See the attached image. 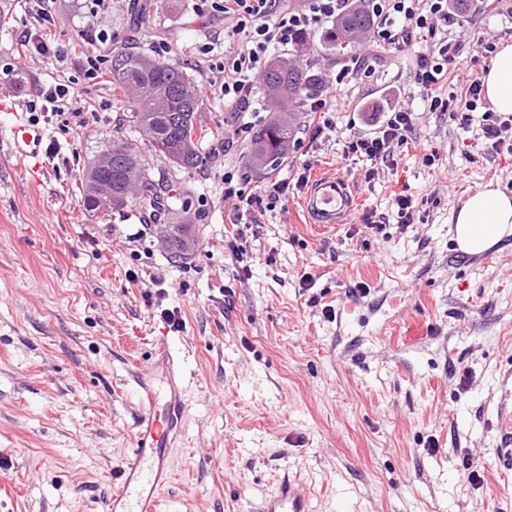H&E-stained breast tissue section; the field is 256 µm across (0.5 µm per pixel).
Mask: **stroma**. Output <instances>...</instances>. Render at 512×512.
<instances>
[{"instance_id":"35a3bbf8","label":"stroma","mask_w":512,"mask_h":512,"mask_svg":"<svg viewBox=\"0 0 512 512\" xmlns=\"http://www.w3.org/2000/svg\"><path fill=\"white\" fill-rule=\"evenodd\" d=\"M91 6L48 0L43 21L29 0H14L0 27V480L16 489L0 512H103L138 418L129 365L148 366L160 343L183 362L188 406L163 512H250L288 476L315 512H512V474L495 461L497 409L512 383V239L477 258L458 250L449 224L477 189L512 193V155L484 153L476 131L424 111L412 51L363 40L343 54L319 31L300 59L308 74L320 80L357 58L371 67L349 76L346 107L324 138L310 142L300 109L274 171L251 167L241 136L204 140L205 161L191 172L145 151L150 180L183 187L165 223H191L199 239L186 259H171L138 203L105 219L83 203L89 164L133 135L114 106L112 56L132 37L151 56L172 38L183 49L172 63L200 85L222 80L233 43L223 14L200 0ZM30 32L74 50L76 62L28 53ZM88 56L97 77L80 64ZM61 74L85 125L74 128L67 113L41 118L56 155L32 191L29 163L10 154L11 129L42 108L40 86ZM390 100L413 110L414 144L368 182L369 161L342 151ZM426 149L434 165L423 164ZM305 162L342 172L360 215L322 230L291 194L244 216L233 258L225 173L258 188L292 179ZM399 194L419 205L413 223L399 221ZM368 211L385 233L364 228ZM170 311L180 326L167 323ZM416 319L427 336L403 341ZM467 454L484 465L481 483L467 477Z\"/></svg>"}]
</instances>
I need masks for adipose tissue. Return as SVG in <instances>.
<instances>
[{"label": "adipose tissue", "instance_id": "obj_1", "mask_svg": "<svg viewBox=\"0 0 512 512\" xmlns=\"http://www.w3.org/2000/svg\"><path fill=\"white\" fill-rule=\"evenodd\" d=\"M483 82L494 109L512 113V43L501 45ZM451 222L461 252L483 253L512 237V195L498 188L481 189L466 198Z\"/></svg>", "mask_w": 512, "mask_h": 512}]
</instances>
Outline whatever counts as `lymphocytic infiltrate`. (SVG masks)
<instances>
[{"instance_id":"1","label":"lymphocytic infiltrate","mask_w":512,"mask_h":512,"mask_svg":"<svg viewBox=\"0 0 512 512\" xmlns=\"http://www.w3.org/2000/svg\"><path fill=\"white\" fill-rule=\"evenodd\" d=\"M350 6L349 0H307L300 10H290L280 0H211L212 10L231 19L227 31L236 44L224 60L221 92L224 106L238 118L236 134L253 127L248 114L252 107L255 82L268 63L271 48L294 43L300 34L319 29L325 22ZM370 39L380 47L415 50L413 80L427 111L448 113L460 128L478 126L487 152L512 154V114L492 111L483 94L481 70L487 69L496 52L494 43L477 32L475 22L458 14L449 0H370ZM463 33V40L445 37V28ZM469 54L476 70L458 94L441 96V84L448 79L451 65L461 54ZM352 67H342L330 81L308 91L305 100L312 114L310 138L318 140L330 128V112L340 104L339 94ZM413 127L411 111L402 105L387 110L386 120L373 133L355 135L345 145V157H364L387 166L395 163V149L407 144ZM289 182L278 180L257 190L224 176V200L236 217L273 208L288 197Z\"/></svg>"}]
</instances>
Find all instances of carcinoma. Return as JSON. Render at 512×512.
I'll return each instance as SVG.
<instances>
[{
	"instance_id": "carcinoma-1",
	"label": "carcinoma",
	"mask_w": 512,
	"mask_h": 512,
	"mask_svg": "<svg viewBox=\"0 0 512 512\" xmlns=\"http://www.w3.org/2000/svg\"><path fill=\"white\" fill-rule=\"evenodd\" d=\"M367 0H357L347 11L336 17L325 34V41L335 48H346L358 41L357 34L370 26ZM112 84L131 100L129 126L144 132L151 150L172 166L194 170L203 164L199 142L205 130L197 124L201 96L179 65L163 63L143 53L125 50L112 57ZM270 102L275 112H283L301 103L312 87L297 60L288 57L272 59L263 73ZM296 126L292 120H272L260 127L252 137L249 160L258 170L272 171L288 158L295 140ZM120 155L112 159V168L96 169L91 165L84 180V206L98 210V196L106 189L115 190L132 180L141 184L146 179L143 155L138 140L112 143ZM153 207L142 209L143 218L153 223L164 211V200L170 193L180 195V184L159 187L150 185Z\"/></svg>"
}]
</instances>
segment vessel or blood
Wrapping results in <instances>:
<instances>
[{
  "label": "vessel or blood",
  "mask_w": 512,
  "mask_h": 512,
  "mask_svg": "<svg viewBox=\"0 0 512 512\" xmlns=\"http://www.w3.org/2000/svg\"><path fill=\"white\" fill-rule=\"evenodd\" d=\"M12 153L36 160L45 152L44 133L30 123H16L11 131ZM360 198L349 179L339 172L321 173L308 183L301 206L308 223L328 230L349 223ZM138 406L133 448L104 512H160V492L173 478L171 450L181 435L187 416L185 373L166 345H158L149 368L129 372ZM500 443L496 463L512 472V390L507 391L498 413ZM256 512H313L311 498L302 485L287 479L256 506Z\"/></svg>",
  "instance_id": "b4317fda"
}]
</instances>
